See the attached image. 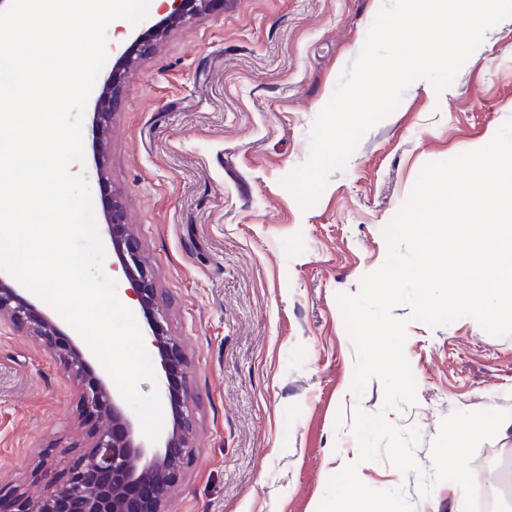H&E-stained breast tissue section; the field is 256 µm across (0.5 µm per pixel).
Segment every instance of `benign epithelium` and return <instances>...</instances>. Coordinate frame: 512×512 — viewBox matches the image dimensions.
Segmentation results:
<instances>
[{
	"instance_id": "7a95c632",
	"label": "benign epithelium",
	"mask_w": 512,
	"mask_h": 512,
	"mask_svg": "<svg viewBox=\"0 0 512 512\" xmlns=\"http://www.w3.org/2000/svg\"><path fill=\"white\" fill-rule=\"evenodd\" d=\"M215 2L172 0L165 6L166 16L134 41L120 64L131 63L135 50L163 39L174 26L209 11ZM119 91L120 74L114 71L95 102L96 127L107 122L118 103ZM103 211L128 292L140 306L151 331V346L160 357L161 388L171 407L172 425L154 443L142 438L134 418L123 408L120 391L107 378L95 374L84 353L57 323L0 272V322L25 326L41 337L77 381L84 409L109 420L106 428L92 435L90 446L61 471L50 467L42 470L46 491L38 500L18 493L9 512H163L168 489L180 479L194 454V415L183 371L184 354L168 331V299L156 288L141 244L126 224L121 201L110 196L104 200Z\"/></svg>"
}]
</instances>
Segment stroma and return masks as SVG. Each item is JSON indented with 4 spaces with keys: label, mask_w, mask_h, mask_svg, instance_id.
I'll return each instance as SVG.
<instances>
[{
    "label": "stroma",
    "mask_w": 512,
    "mask_h": 512,
    "mask_svg": "<svg viewBox=\"0 0 512 512\" xmlns=\"http://www.w3.org/2000/svg\"><path fill=\"white\" fill-rule=\"evenodd\" d=\"M383 0H225L173 28L122 73L121 99L94 161V211L122 200L187 359L195 459L166 512H318L332 476L357 463L367 486H404L414 512H458L456 483L417 491L386 458L359 462L356 410L422 436L431 469L441 422L456 411L512 410V336L462 318L409 322L405 357L416 401L384 410L371 380L352 390L356 349L339 298L381 267V234L422 169L478 149L512 119V17L490 28L452 84L413 81L361 140L317 202L301 208L282 180L309 154L310 130L360 53ZM101 421L43 340L0 323V497L39 496L46 449L84 447ZM478 487L512 478V430L481 443Z\"/></svg>",
    "instance_id": "35a3bbf8"
}]
</instances>
